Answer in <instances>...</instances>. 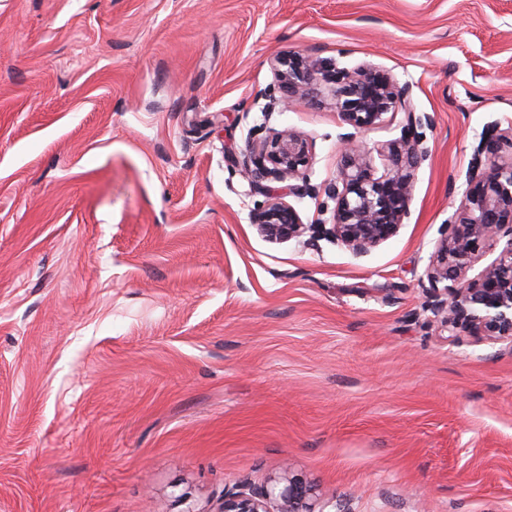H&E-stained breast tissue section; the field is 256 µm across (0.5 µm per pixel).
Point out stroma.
<instances>
[{
  "mask_svg": "<svg viewBox=\"0 0 512 512\" xmlns=\"http://www.w3.org/2000/svg\"><path fill=\"white\" fill-rule=\"evenodd\" d=\"M286 51L371 63L434 116L398 235L266 239L250 133ZM512 0H0V512H219L297 475L341 512H512V349L421 279L488 124Z\"/></svg>",
  "mask_w": 512,
  "mask_h": 512,
  "instance_id": "35a3bbf8",
  "label": "stroma"
}]
</instances>
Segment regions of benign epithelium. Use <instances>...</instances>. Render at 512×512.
<instances>
[{
	"label": "benign epithelium",
	"instance_id": "obj_1",
	"mask_svg": "<svg viewBox=\"0 0 512 512\" xmlns=\"http://www.w3.org/2000/svg\"><path fill=\"white\" fill-rule=\"evenodd\" d=\"M271 66L278 94L269 95V109L296 99L312 104L314 90L322 86L350 131L340 137L336 177L322 188L308 180L314 147L308 136L281 130L249 141L243 173L264 197L253 209L251 223L272 241L310 230L354 255L395 237L410 214L415 175L427 160L420 129L431 126L433 116L416 111L410 85L398 84L380 67L348 68L299 51L275 55ZM398 112L405 113V124L400 137L384 147L380 173L357 134ZM507 148L512 150V135L495 127L484 134L478 151L485 163L467 171L454 217L444 225L425 268L430 310L453 343L479 336L512 346V157L502 160ZM321 194L334 202L330 218L305 223L289 197L316 199ZM495 250L491 262L475 269ZM311 498L305 479H273L259 487L241 484L225 490L219 512H325L314 510Z\"/></svg>",
	"mask_w": 512,
	"mask_h": 512
}]
</instances>
